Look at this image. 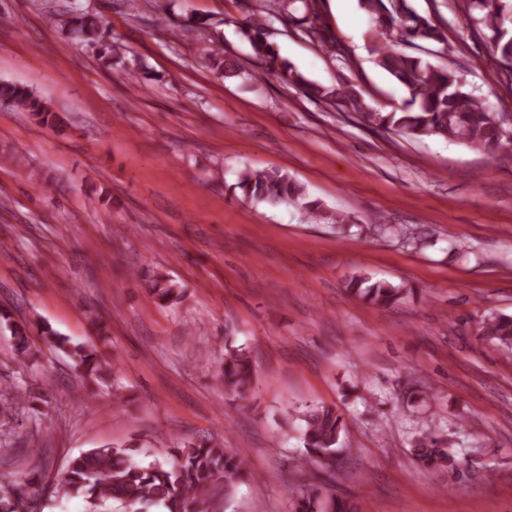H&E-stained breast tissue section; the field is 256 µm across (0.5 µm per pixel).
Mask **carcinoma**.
Instances as JSON below:
<instances>
[{
  "label": "carcinoma",
  "instance_id": "cac0c4a2",
  "mask_svg": "<svg viewBox=\"0 0 512 512\" xmlns=\"http://www.w3.org/2000/svg\"><path fill=\"white\" fill-rule=\"evenodd\" d=\"M297 1L304 7L303 21H308L310 15L319 19V0H274L282 21L292 17L289 7ZM358 3L371 21L369 33L378 64L405 88L407 97L400 106L382 112L368 104L358 85L345 81L336 88H327L309 80L269 42L266 27L273 15L271 11L265 15L254 13L236 25L249 43L258 67L253 77L277 75L310 98L343 105L356 114L363 126L374 131L412 139L435 136L466 141L491 155L512 144L509 137L512 131L495 121L485 102L465 88L456 70L396 50L406 44L423 51L429 45H445L447 37L431 17L418 12L410 0H358ZM469 9L478 12L476 21L488 29L492 54L512 65V4L505 0H470ZM66 28L71 38L97 56L103 57L110 51L106 29L98 15L75 11ZM304 32L322 50L344 56L336 39L325 37L315 24H310ZM200 54L214 73L224 77L238 73L236 61L218 55L212 48L204 46ZM0 100L32 114L43 126L58 124V116L49 103L25 85L0 82ZM234 188L240 191L242 199L252 203L294 202L312 214L320 210L318 202L305 200L302 186L276 169H245ZM147 287L160 305L180 299L181 289L165 275L154 276ZM348 291L377 307H391L413 294L411 288L381 281L371 283L365 276L353 278ZM30 329L28 323L20 324L10 312L0 310V331L10 333L16 355L23 364L30 352ZM33 329L47 346L66 352L74 369L91 387L107 382L110 365L95 345L72 343L46 321L37 322ZM482 333L505 348L512 347V316L487 318ZM253 377L247 352L225 344L224 393L238 397L248 393ZM297 419L302 422L300 435L305 454L300 456L296 470L305 482L289 489L292 512H360L358 498L336 494L332 483L344 452L341 435L346 425L342 416L334 407L317 405L299 413ZM133 452L135 448L131 446L109 445L82 452L69 461L55 493L60 497L82 498L87 504L86 512H109L112 501L134 512L154 506H161L166 512H227L236 486L256 478L245 459L212 436L182 442L163 462L141 465L134 460ZM411 453L426 469L458 471L465 465L453 442L430 430L414 438ZM33 483L32 479L24 486L1 482L0 512H32L34 493L29 486Z\"/></svg>",
  "mask_w": 512,
  "mask_h": 512
}]
</instances>
